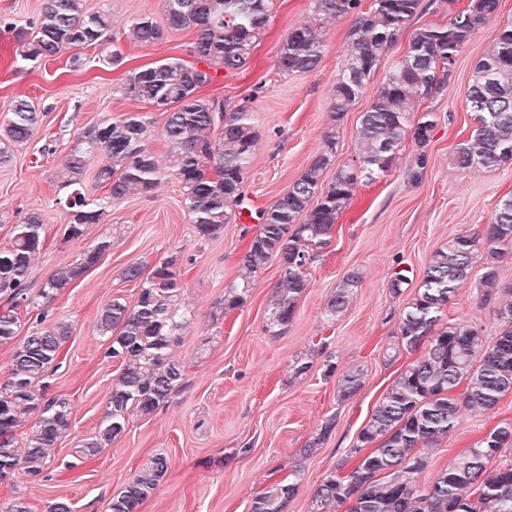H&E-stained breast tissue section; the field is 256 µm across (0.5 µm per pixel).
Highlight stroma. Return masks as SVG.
Wrapping results in <instances>:
<instances>
[{"label": "stroma", "mask_w": 512, "mask_h": 512, "mask_svg": "<svg viewBox=\"0 0 512 512\" xmlns=\"http://www.w3.org/2000/svg\"><path fill=\"white\" fill-rule=\"evenodd\" d=\"M88 11L111 14L114 25L103 45L12 64V34L0 30V126L18 98L31 101L39 127L24 145L9 149L0 161V247L14 225L31 212L42 214L46 246L33 264L28 286L38 292L59 266L70 263L103 239L112 245L100 261L49 305L51 320L72 325L60 366L49 376V395L69 399L73 407L70 436L40 481L23 474L0 485V502L24 499L30 512H47L51 502L67 500L72 512H108V503L152 456L167 457L168 470L139 512H249L252 497L272 480L301 468V484L288 512H309L319 482L346 457L372 407L392 382L396 367L385 359L396 332L402 297L390 281L406 270L407 293H414L432 253L454 235L480 232L502 198L512 196V164L477 173L458 171L453 154L475 127L465 90L477 61L492 45L499 21L477 33L458 53L447 90L425 100L436 127L426 146L428 164L419 182L407 168L417 151L406 140L392 166L374 182H361L351 208L343 213L329 246L310 268L311 285L300 298L293 321L280 335L266 332V313L280 278L278 260H270L255 277L242 307L216 317V303L237 276V258L256 231L259 212L297 180L319 154L328 127L336 76L344 62L351 18L337 19L324 31L319 67L309 73L282 75L274 65L280 43L297 25L313 20L310 0H277V8L249 70L218 73L208 96L229 104L245 103L260 130L245 175L235 223L219 237H200L184 207L179 183L163 177L150 194L114 203L100 223L88 225L77 241L66 240L71 221L55 172L84 127L126 112L142 113L149 124L147 148L166 163L161 138L165 116L154 107L125 98L120 85L125 72L166 58L190 60L196 34L184 30L162 43L138 46L126 37V26L141 15L162 19V0H84ZM409 32H401L362 97L336 130L333 167L350 164L358 155L360 117L394 61L403 56ZM121 65H113V51ZM191 259L181 277L183 300L196 318L174 348L185 363L184 386L154 414L131 417L125 435L104 448L76 472L77 442L90 435L105 410L106 395L118 371L105 361V341L93 330L94 319L113 296L134 302L136 284L123 279L131 264L153 266L169 256ZM360 284L348 309L329 317L326 304L349 272ZM480 269L457 289L448 306L451 318L477 323L494 335L492 303L482 298ZM308 363L306 373L295 364ZM359 368L364 384L351 399L340 400L336 380ZM336 426L316 452L302 448L319 433L323 420ZM512 419V394L501 401L496 416L466 414L459 426L432 452L430 468L439 470L487 432L497 419Z\"/></svg>", "instance_id": "1"}]
</instances>
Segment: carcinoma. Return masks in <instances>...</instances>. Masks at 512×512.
Returning a JSON list of instances; mask_svg holds the SVG:
<instances>
[{"label": "carcinoma", "mask_w": 512, "mask_h": 512, "mask_svg": "<svg viewBox=\"0 0 512 512\" xmlns=\"http://www.w3.org/2000/svg\"><path fill=\"white\" fill-rule=\"evenodd\" d=\"M275 0H163L164 20L143 16L128 25V38L151 46L173 32L193 30L192 54L197 62L165 59L129 71L123 95L166 114L163 138L167 166L160 168L146 148L148 125L137 112L102 119L82 129L77 144L56 172L63 187L83 179L87 158L106 155L112 164L97 178L104 193L88 199L72 192L67 199L72 220L68 240L83 237L107 207L151 191L168 172L181 185L184 206L202 238H217L224 225L236 221L235 207L259 141L253 113L242 103L230 106L201 94L219 71L250 68L263 38ZM421 0H311L315 25L292 29L278 49L274 65L282 74L315 70L323 56L321 28L340 17L352 18L344 64L336 76L323 151L288 192L261 210L257 231L237 259V279L224 288L217 312L230 313L245 303L256 275L273 258L281 265L266 331L279 334L293 320L297 302L310 287L309 268L317 250L333 237L338 218L353 201L361 179L387 171L405 139L418 148L408 168L410 180L422 178L427 166L424 148L436 121L434 113L418 112L426 99L447 86L457 54L487 23L500 15V0H465L444 26L413 30L406 50L390 68L369 107L361 115L356 138L357 164L343 165L330 180L324 173L336 152V125L363 95L381 60L400 31L419 14ZM112 26L106 13H90L83 0H47L28 27L7 22L15 43L18 67L51 60L68 50L100 45ZM465 100L475 113L476 128L456 147L453 161L463 172L478 173L512 161V19L500 23L496 42L477 62ZM8 124L0 134L6 144L28 142L38 115L26 99L9 107ZM44 244V219L32 212L14 226L10 243L0 248V346L12 347L8 373L0 378V481L21 472L42 478L55 450L70 435L72 408L67 399L50 397L44 378L61 358L71 336L65 322H47L46 306L97 263L112 246L104 240L80 252L75 261L54 270L39 296L31 297L27 282L32 263ZM512 255V197L502 199L492 221L480 234H457L436 250L420 286L403 303L386 361L421 351L397 369L358 433L354 448L324 477L311 496V512H512V420L503 419L462 451L433 477L423 480L430 449L454 431L467 413H490L512 394V284L502 283L499 262ZM487 301L511 299L494 308L497 331L466 319H445L457 287L477 262ZM122 277L137 284L135 303L114 297L94 321L108 344L104 358L118 363L103 417L92 436L80 440L78 461L92 459L122 437L130 417L149 416L169 402L186 377V366L174 359L173 346L194 319L182 303L183 284L176 259H165L147 271L127 266ZM360 283L347 274L327 302L335 317L350 305ZM41 312L21 336L22 313ZM360 369L338 376L340 400L362 388ZM28 429L27 444L15 436ZM168 470V459L152 457L112 496L109 512H138ZM300 472L270 482L253 496L250 512H287L299 489Z\"/></svg>", "instance_id": "obj_1"}]
</instances>
